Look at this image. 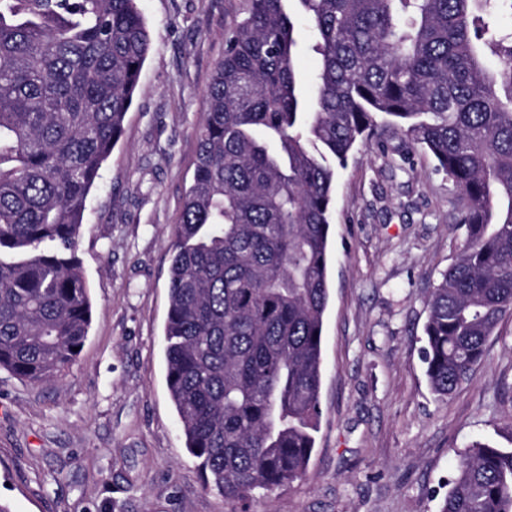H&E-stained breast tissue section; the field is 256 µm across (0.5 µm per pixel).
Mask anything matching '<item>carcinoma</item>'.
<instances>
[{
  "label": "carcinoma",
  "instance_id": "obj_1",
  "mask_svg": "<svg viewBox=\"0 0 512 512\" xmlns=\"http://www.w3.org/2000/svg\"><path fill=\"white\" fill-rule=\"evenodd\" d=\"M138 0H0V370L62 376L92 302L76 256L151 48ZM245 0L204 94L164 326L185 444L224 498L303 477L319 425L336 167L386 118L460 193L466 236L428 300L446 399L512 315V0ZM321 66L295 68L302 47ZM440 512H512V448L472 442Z\"/></svg>",
  "mask_w": 512,
  "mask_h": 512
}]
</instances>
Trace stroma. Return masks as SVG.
Listing matches in <instances>:
<instances>
[{
	"mask_svg": "<svg viewBox=\"0 0 512 512\" xmlns=\"http://www.w3.org/2000/svg\"><path fill=\"white\" fill-rule=\"evenodd\" d=\"M138 5L151 49L78 240L91 328L53 384L0 372V502L11 512H438L472 440L512 448V317L438 398L421 354L427 298L466 228L447 174L385 123L336 172L306 474L239 501L206 485L169 398L163 326L203 94L243 2Z\"/></svg>",
	"mask_w": 512,
	"mask_h": 512,
	"instance_id": "stroma-1",
	"label": "stroma"
}]
</instances>
